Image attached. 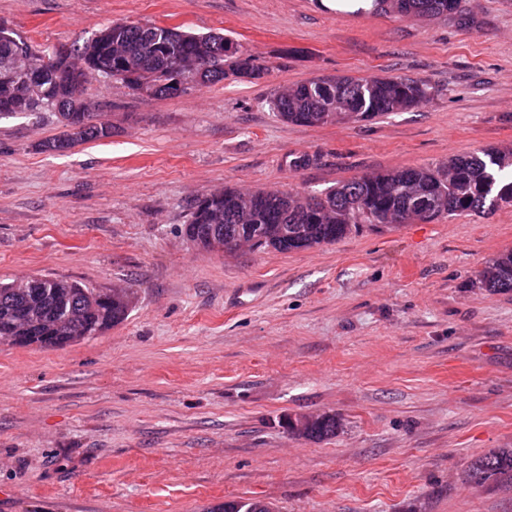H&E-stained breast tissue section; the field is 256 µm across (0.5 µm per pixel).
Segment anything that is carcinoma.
Segmentation results:
<instances>
[{"label": "carcinoma", "mask_w": 512, "mask_h": 512, "mask_svg": "<svg viewBox=\"0 0 512 512\" xmlns=\"http://www.w3.org/2000/svg\"><path fill=\"white\" fill-rule=\"evenodd\" d=\"M463 0H373L376 11L403 18H463ZM33 45L15 31L0 30V60L13 54L33 55ZM71 57L88 78L102 68L125 72L118 79L131 91L166 99L179 91L172 70L196 71L192 87L215 84L232 74L258 78L263 69L241 45L219 33L196 35L177 27L113 23L102 28ZM431 95L421 80L400 76L312 79L284 89L272 99L281 120L305 126L360 122L403 112ZM69 98L70 111L60 113L64 130L42 142L46 151L64 152L76 144L112 136V126L99 122L74 140L68 127L81 121L90 107L77 92L69 97L59 80L39 89L19 83L0 70V118L39 112L52 98ZM512 205V146L479 154H456L448 161L402 167L353 178L320 195L264 190L243 194L226 187L198 199L182 232L212 250L211 240L229 244L255 239L252 249L281 253L335 243L364 224H408L441 218L490 213ZM475 284L490 293L512 292V251L503 252L478 272ZM129 288H89L65 278L36 276L35 285L0 281V345L63 348L102 335L124 322L134 304ZM334 414L301 416L288 422L299 436L324 440L336 435ZM475 485L512 483V448H498L473 459L465 470ZM209 512H270L258 501L228 500Z\"/></svg>", "instance_id": "1"}]
</instances>
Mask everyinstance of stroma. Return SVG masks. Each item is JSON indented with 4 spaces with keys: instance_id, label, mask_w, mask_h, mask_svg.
<instances>
[{
    "instance_id": "stroma-1",
    "label": "stroma",
    "mask_w": 512,
    "mask_h": 512,
    "mask_svg": "<svg viewBox=\"0 0 512 512\" xmlns=\"http://www.w3.org/2000/svg\"><path fill=\"white\" fill-rule=\"evenodd\" d=\"M470 22L402 20L320 0H0L33 45L112 23L221 33L264 70L172 99L104 77L84 97L111 137L43 150L50 108L0 119V280L42 274L137 297L63 349L0 345V512H512V484L465 483L512 448V293L473 286L512 250V208L363 227L280 253L206 251L190 203L230 186L321 193L382 170L512 145V0ZM407 76L415 108L311 127L284 87ZM306 158L297 167L296 158ZM332 413L328 440L288 418Z\"/></svg>"
}]
</instances>
